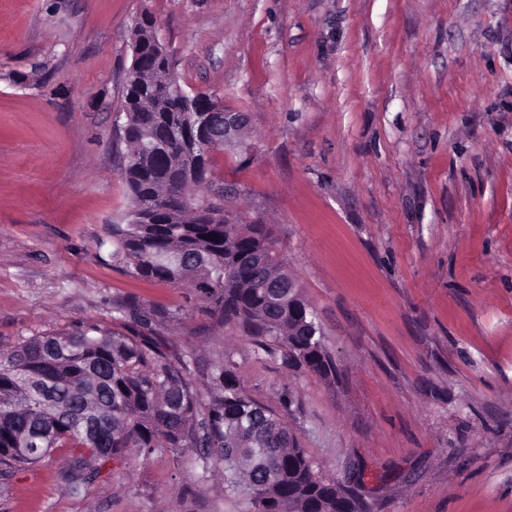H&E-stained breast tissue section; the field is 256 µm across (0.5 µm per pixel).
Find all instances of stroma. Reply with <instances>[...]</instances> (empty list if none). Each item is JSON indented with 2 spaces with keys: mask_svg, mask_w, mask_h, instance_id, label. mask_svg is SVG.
I'll return each mask as SVG.
<instances>
[{
  "mask_svg": "<svg viewBox=\"0 0 512 512\" xmlns=\"http://www.w3.org/2000/svg\"><path fill=\"white\" fill-rule=\"evenodd\" d=\"M145 11L183 88L243 113L213 187L269 225L332 375L113 259ZM127 303L166 315L197 378L232 359L370 512H512V0H0V346L132 334ZM199 454L131 448L73 489L60 448L0 466V512H237Z\"/></svg>",
  "mask_w": 512,
  "mask_h": 512,
  "instance_id": "obj_1",
  "label": "stroma"
}]
</instances>
